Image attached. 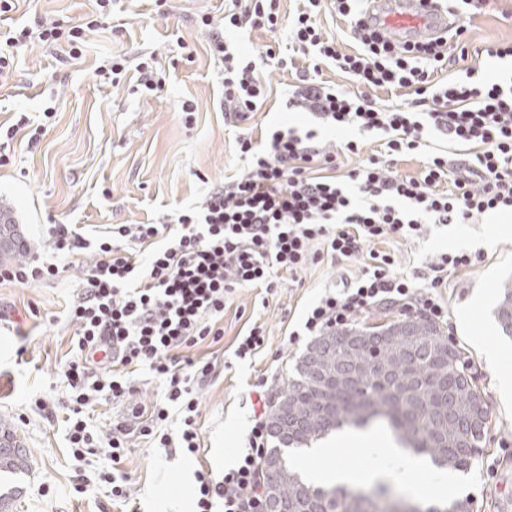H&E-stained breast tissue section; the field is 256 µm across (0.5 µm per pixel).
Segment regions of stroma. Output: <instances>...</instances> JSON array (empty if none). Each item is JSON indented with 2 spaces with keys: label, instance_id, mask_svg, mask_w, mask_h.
<instances>
[{
  "label": "stroma",
  "instance_id": "obj_1",
  "mask_svg": "<svg viewBox=\"0 0 512 512\" xmlns=\"http://www.w3.org/2000/svg\"><path fill=\"white\" fill-rule=\"evenodd\" d=\"M224 0H116L109 28L88 33L80 59L66 46L37 41L14 51L12 75L0 80V125L20 115L39 119L46 102L56 113L37 141L15 138L11 162L0 167V212L8 214L23 245L20 257L47 256L41 228L74 224L92 235L110 224L163 221L176 210L199 205L209 186L235 178L245 163L235 149L233 129L224 126L221 73L207 53V32L195 19L221 16ZM95 0H17L0 16V31L32 26L42 19L84 23ZM512 43V0H485L469 21L468 61L486 74L498 71L487 46ZM154 54L167 72L154 93L112 86L99 66L113 56ZM271 87L267 104L251 121L254 129L310 125L284 102L293 79L264 65ZM191 101V123L180 116ZM400 271L419 275L443 252L482 254L474 268L452 274L438 294L448 309L440 329L460 347L491 418L482 451L458 482L455 496L470 497L472 512H512V401L498 387L512 373V338L503 336L495 317L504 283H512V219L489 214L470 224H427L423 236L390 243ZM91 256L80 251L57 279L0 285V420H5L27 455L28 469L15 484L20 493L0 512H181L193 501L195 472L221 477L235 463L252 425L257 378L270 389L285 386L310 343H289L306 308L325 287L360 275L363 261H323L297 277H282L274 295L238 289L224 308V337L189 348L194 358L214 361L218 376L197 391L201 449L198 455H165L147 440L133 439L119 465L127 473L128 502L113 500L107 487L77 493L82 479L109 468L104 451L74 458L65 418L71 393L63 381L76 339L66 316L83 287ZM265 329V347L248 360L237 359L233 342L253 324ZM498 350L497 360L486 356ZM54 412L46 418L37 400Z\"/></svg>",
  "mask_w": 512,
  "mask_h": 512
}]
</instances>
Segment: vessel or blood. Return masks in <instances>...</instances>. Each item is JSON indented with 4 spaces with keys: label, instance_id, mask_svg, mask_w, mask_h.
Masks as SVG:
<instances>
[{
    "label": "vessel or blood",
    "instance_id": "b4317fda",
    "mask_svg": "<svg viewBox=\"0 0 512 512\" xmlns=\"http://www.w3.org/2000/svg\"><path fill=\"white\" fill-rule=\"evenodd\" d=\"M366 26L390 42H410L445 33L454 24L444 0H369Z\"/></svg>",
    "mask_w": 512,
    "mask_h": 512
}]
</instances>
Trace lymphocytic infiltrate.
Returning a JSON list of instances; mask_svg holds the SVG:
<instances>
[{
	"mask_svg": "<svg viewBox=\"0 0 512 512\" xmlns=\"http://www.w3.org/2000/svg\"><path fill=\"white\" fill-rule=\"evenodd\" d=\"M281 0H226L224 14L204 13L211 30L209 51L222 72L224 122L235 127L237 151L247 166L234 179L215 185L201 205L185 208L155 224H111L85 236L73 224L47 230L56 262L23 260L0 267V283L31 284L58 276V260L92 250L84 270V289L68 310L78 326L63 377L72 393L67 419L74 455L106 449L112 461L125 456L126 423L113 425L110 438L95 437L85 419L97 398L128 403L140 435L165 452L195 455L200 451L196 390L211 379L213 362L185 356V349L205 340L219 342L224 305L240 288L273 292L281 273L329 258L343 261L368 255L360 277L343 287L325 288L307 310L289 342L320 336L349 324L375 306L419 304L423 314L444 319L448 310L436 290L451 274L476 266L481 255L443 252L429 265L428 285L415 286L398 273L394 254L378 243L394 237L417 238L425 218L438 224H467L494 212L512 213V72L480 76L477 67H462L468 56L465 24L476 0H448L459 21L448 34L393 44L361 23L363 0H296L292 13ZM96 16L78 26L61 20L18 27L0 37V73L13 64L14 47L38 38L66 44L79 58L88 32L108 25L112 0H96ZM346 24L353 42L340 48L339 36L327 31L326 17ZM285 32V48L270 47L266 60L293 72L296 82L285 103L321 124L353 127L378 135L384 158L359 160L347 174H337L339 155H359V141L341 150L321 145L315 130H274L261 138L241 131L267 100L269 87L255 61L230 42L226 30ZM451 67L452 75L439 78ZM350 80L346 91L327 85L323 68ZM405 91L404 102L378 105L380 91ZM438 132L459 146L462 156L422 159L420 176H403L386 165L389 157L418 154L426 134ZM106 351L105 372L92 376L96 351ZM147 369L165 386L162 401L129 404L131 371ZM180 427L169 431L171 414ZM268 435L266 411L253 415L244 449L222 478L195 473V512H264L263 458Z\"/></svg>",
	"mask_w": 512,
	"mask_h": 512,
	"instance_id": "lymphocytic-infiltrate-1",
	"label": "lymphocytic infiltrate"
}]
</instances>
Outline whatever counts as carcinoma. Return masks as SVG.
Masks as SVG:
<instances>
[{
    "label": "carcinoma",
    "instance_id": "1",
    "mask_svg": "<svg viewBox=\"0 0 512 512\" xmlns=\"http://www.w3.org/2000/svg\"><path fill=\"white\" fill-rule=\"evenodd\" d=\"M502 333L512 336V284L503 286L496 308ZM416 331L428 342L429 350L412 357L400 345H386L376 340L367 343L354 358L358 378L354 389L357 402L343 405L338 426L349 424L365 428L377 421L386 425L412 453L429 458L441 467L465 470L481 451L485 427L469 429L472 407L482 396L476 387L464 383L467 371L463 353L454 346L443 347L438 326L423 317ZM306 354L319 357L331 368L341 355L330 348L324 337H316ZM296 375L278 390L277 402L286 409L269 413L270 437L276 442L264 461L265 482H275L291 512H467L465 500L421 509L411 503L382 505L378 500L336 488L306 486L287 461L270 470V458L281 455L282 448H301L321 439L326 420L313 409L317 374L306 363H298ZM5 446L0 447V473L27 467V457L16 448L10 427L0 425Z\"/></svg>",
    "mask_w": 512,
    "mask_h": 512
}]
</instances>
